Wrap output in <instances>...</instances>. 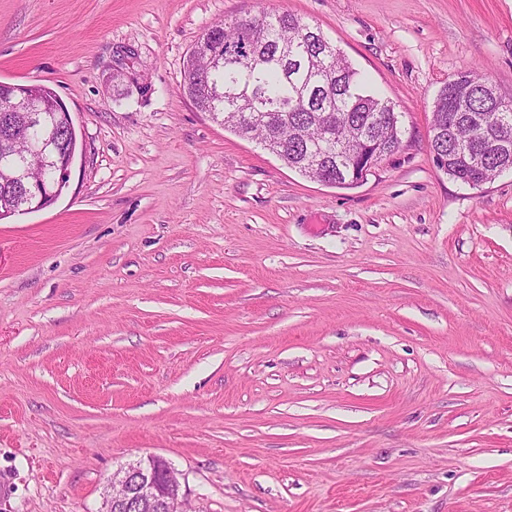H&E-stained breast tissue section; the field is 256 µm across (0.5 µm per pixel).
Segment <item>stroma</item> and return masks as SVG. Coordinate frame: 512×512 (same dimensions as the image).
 <instances>
[{"label": "stroma", "instance_id": "1", "mask_svg": "<svg viewBox=\"0 0 512 512\" xmlns=\"http://www.w3.org/2000/svg\"><path fill=\"white\" fill-rule=\"evenodd\" d=\"M318 25L402 148L352 188L198 112L206 26ZM512 98V0H0V81L77 136L0 221V512H102L149 455L189 512H512V170L437 167L438 91ZM75 155V151L71 150L70 146L62 149L59 154V162L51 180H34L30 177L31 169L40 165L41 158L36 153L28 155L26 169L14 176L16 182L3 186V193L9 195L21 194L23 196V205L17 212L19 215L41 210L49 206L61 195V188L68 186Z\"/></svg>", "mask_w": 512, "mask_h": 512}]
</instances>
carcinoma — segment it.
<instances>
[{
    "mask_svg": "<svg viewBox=\"0 0 512 512\" xmlns=\"http://www.w3.org/2000/svg\"><path fill=\"white\" fill-rule=\"evenodd\" d=\"M313 30L320 27L297 14L265 9L248 22H217L204 29L189 53L183 88L197 110L219 124L227 119V128L242 138L296 128L298 137L285 142L281 161L308 177L307 163L319 160L320 176L347 187L348 169L337 155L340 139L357 130L371 134L379 125L382 144L369 140L367 145L391 155L400 149L399 115L391 102L365 90L339 48L314 41ZM56 98L41 85L30 95L35 113L30 141L42 149L48 178L64 135ZM461 99L468 101L469 111L456 110ZM491 116L488 99L464 79L444 85L434 100L432 121L449 129L446 139L429 149L446 162L448 176L469 187H476L485 173L512 164V155L500 156L486 137ZM21 162V156L0 147V181Z\"/></svg>",
    "mask_w": 512,
    "mask_h": 512,
    "instance_id": "obj_1",
    "label": "carcinoma"
}]
</instances>
